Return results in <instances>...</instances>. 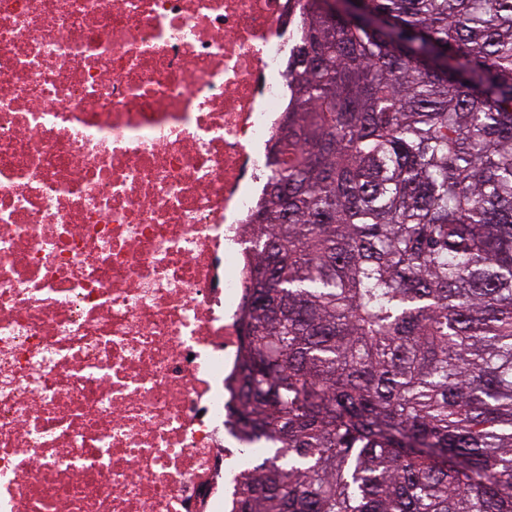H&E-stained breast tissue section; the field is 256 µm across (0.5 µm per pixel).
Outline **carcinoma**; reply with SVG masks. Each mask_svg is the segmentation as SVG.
<instances>
[{
  "label": "carcinoma",
  "instance_id": "carcinoma-1",
  "mask_svg": "<svg viewBox=\"0 0 512 512\" xmlns=\"http://www.w3.org/2000/svg\"><path fill=\"white\" fill-rule=\"evenodd\" d=\"M251 226L233 512H512V0H313Z\"/></svg>",
  "mask_w": 512,
  "mask_h": 512
}]
</instances>
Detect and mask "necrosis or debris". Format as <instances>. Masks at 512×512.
Listing matches in <instances>:
<instances>
[{"label": "necrosis or debris", "mask_w": 512, "mask_h": 512, "mask_svg": "<svg viewBox=\"0 0 512 512\" xmlns=\"http://www.w3.org/2000/svg\"><path fill=\"white\" fill-rule=\"evenodd\" d=\"M305 5L0 0V512H230Z\"/></svg>", "instance_id": "1"}]
</instances>
